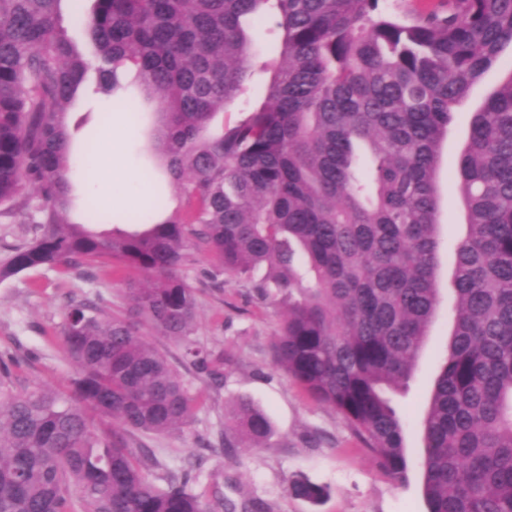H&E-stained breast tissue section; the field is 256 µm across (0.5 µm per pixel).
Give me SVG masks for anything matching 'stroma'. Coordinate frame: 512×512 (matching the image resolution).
<instances>
[{
	"label": "stroma",
	"instance_id": "1",
	"mask_svg": "<svg viewBox=\"0 0 512 512\" xmlns=\"http://www.w3.org/2000/svg\"><path fill=\"white\" fill-rule=\"evenodd\" d=\"M512 70V51L500 65L473 86L469 98L449 128L441 148L438 173L439 227L441 241L437 286L442 297L425 345L407 390L393 401L405 421L408 471L405 484L394 485L363 450L345 420L316 401L273 367L270 343L275 336L288 299L282 295L258 298L252 281L262 279L265 269L251 279L224 277L221 286L209 278L212 259L207 250H192L180 276L197 295V318L192 343L223 352L227 363L221 379L206 376L182 358L183 350L168 339L154 337L167 352L176 372L198 404L187 427L146 438L152 458L145 473L157 486L171 479L187 478L189 491L199 496L207 512H224L222 499L235 505L250 500L263 502V512H427L422 490L421 461L424 454L422 420L427 410L438 368L447 355L452 330L451 276L448 253L463 232L465 211L456 190L453 170L468 139L469 114ZM102 101L78 97L76 116H87L73 133V151L82 154L98 145L104 123ZM161 110L159 101L146 105L132 136L118 135L111 167L101 168L97 180L111 182L113 175L143 180L151 170L152 184L164 186L166 177L152 163L150 143ZM134 269L113 274L111 268L44 267L0 281V364H7L13 391L22 394L49 388L70 392L75 365L63 351L65 310L69 303L88 302L125 315L130 306L128 284L142 283ZM247 399L269 416L274 434L262 448L224 453L225 412L233 401ZM305 478L324 487L326 499L319 504L289 495V485Z\"/></svg>",
	"mask_w": 512,
	"mask_h": 512
}]
</instances>
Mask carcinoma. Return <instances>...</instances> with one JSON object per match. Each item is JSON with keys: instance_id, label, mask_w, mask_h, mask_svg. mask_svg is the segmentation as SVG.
Instances as JSON below:
<instances>
[{"instance_id": "obj_1", "label": "carcinoma", "mask_w": 512, "mask_h": 512, "mask_svg": "<svg viewBox=\"0 0 512 512\" xmlns=\"http://www.w3.org/2000/svg\"><path fill=\"white\" fill-rule=\"evenodd\" d=\"M0 0V220L31 225L7 244L0 281L45 265L107 260L146 285L129 315L67 306L73 399L23 395L0 376V512H205L187 482L154 485L138 438L186 426L195 399L141 332L181 345L210 378L224 353L188 340L196 297L178 274L203 246L223 274L288 296L270 345L288 378L333 408L395 484L404 422L388 392L412 377L440 304L436 177L454 108L512 49V0ZM281 30L264 100L220 134L215 115L251 94L254 27ZM142 111L164 105L155 150L180 209L136 231L95 204L74 207L71 102L77 92ZM466 232L451 249L454 327L423 419L429 512H512V72L470 113L456 168ZM224 453L260 448L268 415L239 401ZM289 492L312 503L305 479ZM73 2L64 1L62 2V13L61 20L64 26H67L70 32V35L74 41V43L83 51V53L89 58L92 59L93 49L88 42L87 34L85 28L82 24H77L73 20Z\"/></svg>"}]
</instances>
